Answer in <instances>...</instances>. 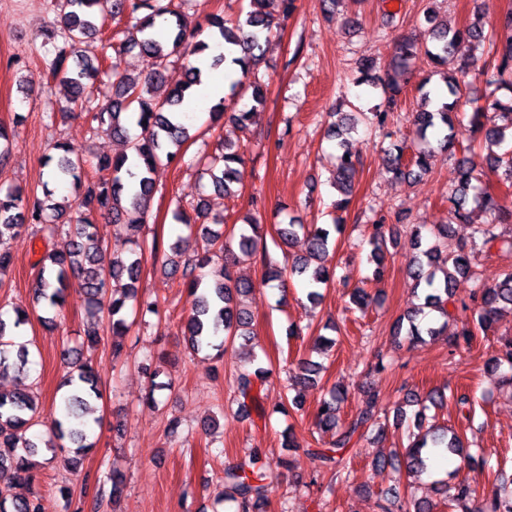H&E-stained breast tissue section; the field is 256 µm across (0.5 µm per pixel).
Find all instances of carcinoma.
Instances as JSON below:
<instances>
[{"label": "carcinoma", "mask_w": 512, "mask_h": 512, "mask_svg": "<svg viewBox=\"0 0 512 512\" xmlns=\"http://www.w3.org/2000/svg\"><path fill=\"white\" fill-rule=\"evenodd\" d=\"M190 2L192 0H58L61 26L45 33V68L53 76L65 75L70 109L86 113L93 129L124 140L126 149L113 156L86 159L67 142L58 140L54 144L58 155L48 158L45 166L49 167V177L56 184L73 186V199L65 204L39 200L30 207L27 192L20 187L10 188L0 195V276L13 263L7 240L24 227V214H29V222L40 225V231L48 237L58 233L68 235L71 239L68 252L46 251L34 265V299L50 308H59L65 302L71 280L77 279L91 298L90 316L97 319L100 314H107L112 334V357L116 360L127 356L125 339L134 325L128 319V302L137 301L143 317L160 314L157 301L138 300L143 259L142 225L125 223L122 215L128 207L145 213V203L151 200L155 189V170L161 165L179 166L182 146L190 137L189 125L179 120L178 113L182 112L186 94L200 77L201 70L193 59L210 49L208 43L194 40V34L187 28L183 6ZM294 9L295 0H247V6L240 10L235 20L210 15L206 22L225 50L230 52L235 47L244 46L242 54L232 58V62L246 77L252 73L274 29ZM104 11L110 12L114 19L126 17L134 21L133 29L119 30L113 35L120 42L110 45L115 57L112 58L109 93L101 92L97 86L101 70L99 58L82 52V45L97 31L96 14ZM423 16L431 35V44L425 46L424 53L445 69L443 84L452 101L434 104L432 91L426 89L429 80L421 83L419 92L423 107L413 113L411 119L418 143L408 158L403 147L395 146L391 170L404 179L427 173L438 152L459 150L457 182L447 198L453 222L471 223L470 207L474 206L485 212L487 220L473 226V238L488 250L496 247L512 251V231L506 233L501 227L507 219H512V207L505 205V199L492 192L483 181L484 170L488 169L496 174L506 190H512V11L505 16L498 31L491 35L486 34L478 23L463 28L443 26L436 22L434 13L428 8L424 9ZM135 47L150 63L148 72L137 78L120 69L121 54ZM484 50L488 51V57L480 65L476 52ZM176 53L186 60L184 80L164 98L158 99L153 90L166 82L169 58ZM417 53L418 46L408 39L398 44L391 63L385 68L369 54L359 60L357 83L368 86L371 94L381 96V101L368 112H361L352 104L350 112L332 113L336 120L329 127L328 136L336 140L334 188L339 194V199L333 203L334 210L344 211L349 206L358 165V161L349 157V151L343 148L344 136L354 131L362 120L380 130L388 128L403 93L404 75ZM472 69L487 75L486 86L491 91L476 100L471 126L483 135L488 149L511 145L502 154L490 151L483 156L475 152L474 146L465 145L458 138L453 111L465 96L459 77L469 74ZM248 90L251 105L240 109L242 84L231 83L228 94L214 105L210 114L212 122L227 115L240 129H248L255 110L266 101L267 89L257 78L248 84ZM96 92L102 93L105 103L93 108L89 102ZM241 162V146H226L223 154L211 157L204 164L203 171L208 174L214 190L230 194L238 180L236 165ZM88 167L93 171L91 176L86 173ZM94 214L123 229L127 242L134 245L128 255L112 259L106 269L98 267L97 254L103 235L99 225L89 219ZM195 214L192 219L179 208L174 218L191 230L198 222L207 219L206 208L201 203L196 205ZM343 229L344 224L336 218L331 230L318 224L293 221L276 225V235L282 243L289 245L302 235L307 239L308 249L306 254L292 258L287 269L267 262L264 283L275 282L283 289L286 276H296L309 285L307 298L312 302L319 301L322 297L319 289L328 286L333 279L327 266L330 231L340 234ZM449 230L448 224H416L410 229L411 245L418 251L410 277L415 288L424 291V304L400 317L395 330L396 336L412 345L424 343L428 338L436 340L445 334L448 318L452 317L448 305L453 296V282L458 276L475 274L472 252L463 244H449ZM200 234L202 245L195 247L196 255L182 262L178 258L188 249L189 239L179 236L169 246L174 256L169 262V273H181L183 284L197 295L181 329L187 346L195 354L214 351L220 358L227 344L238 336L252 333V316L241 307L240 298L251 293L254 284L235 276L234 267L239 263L238 255L257 254L258 244L263 239V226L255 220L247 221L240 229L237 252L218 244L219 237L205 228ZM367 245L370 247L368 262L376 265L375 274L379 276L388 251L382 225H373ZM471 301L476 326L483 331L504 314L512 315V269L505 271L495 284L478 286ZM13 312L12 326L0 319V373L10 369L20 371L27 364V348L19 341L16 329L27 324L28 316L18 307ZM474 327L468 321L461 323L460 330L450 339L452 347L459 349L469 345ZM64 359L69 365L63 381L68 392L60 395L57 414L52 418L53 431L45 448L53 453H63L65 446L62 442L68 441L74 456L63 458V462L75 468L77 456L94 447L91 437L94 435L93 425L98 420L88 417V413L90 402L101 398V390L90 362L83 359L82 349L66 350ZM489 364L496 370L504 365L512 369V337L505 340ZM320 371V364L306 363L302 372L295 376V385L304 388L315 385ZM268 376L269 369L258 365L254 371L241 372L234 379L235 391L242 400L250 401L263 419L267 412L260 392L255 390V382L264 383ZM446 399L441 390L430 392L424 400L409 393L404 399L405 406L397 409V415L403 422L413 418L414 427L419 429L424 416V411L420 410L423 401L442 405ZM341 401L342 394L336 387L319 400L317 425L331 433V440L323 447L306 448L304 452L316 473L329 471L336 477L348 478L351 471L346 469L344 452L354 440L363 439L371 428L382 426V422L374 392H368L364 408L343 425L339 424ZM409 407L415 408L411 414L407 412ZM36 414L38 404L30 393L0 392V482L6 479L8 484L14 485L33 479L31 457L38 452V443L28 431L36 425ZM436 448H443L461 459H472L461 437L452 430L412 433L402 451L408 475L419 480L429 473V455ZM268 479L260 452L253 450L224 468V492L218 495L217 502L233 504V512H265ZM107 481L111 482V489L105 490V482H99L92 496L96 510L105 493L114 496L121 493L125 479L114 469L107 473ZM436 491L450 496L459 512H512V488L504 485L494 486L481 494L477 484L468 480H461L451 487L438 481ZM391 496L385 512H433L434 505L429 501L405 499L400 505L398 491H393ZM0 512H42V507L36 497L9 498L0 494Z\"/></svg>", "instance_id": "1"}]
</instances>
